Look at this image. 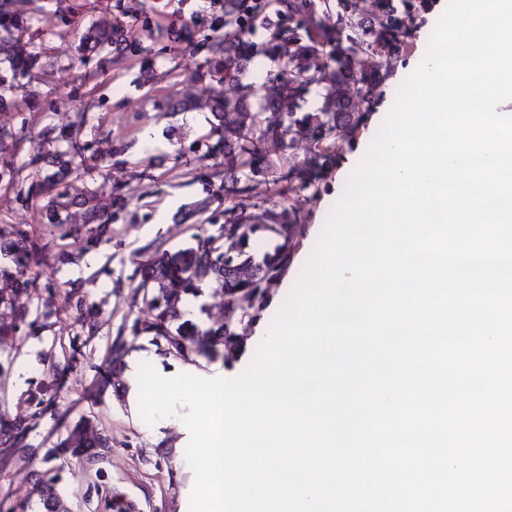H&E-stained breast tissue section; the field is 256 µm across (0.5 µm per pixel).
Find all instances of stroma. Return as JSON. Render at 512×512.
Here are the masks:
<instances>
[{"mask_svg":"<svg viewBox=\"0 0 512 512\" xmlns=\"http://www.w3.org/2000/svg\"><path fill=\"white\" fill-rule=\"evenodd\" d=\"M408 6L415 24L403 49L383 72L371 112L393 105L398 87L405 79L408 61L425 53L437 20L447 0H396ZM48 53L40 72L38 91L70 104L87 105L92 124L122 139L124 155L118 167L102 169L98 178L103 190L97 204L108 208L111 199L104 187L111 180L122 179L139 185L143 169L159 176L160 182L149 205L134 201L128 207L125 223L112 227L110 241L90 245L83 260L76 265H52L39 268L40 281H53L60 290L82 286L86 301L100 312L94 335L80 334L71 312L62 310L61 299L48 304L49 316L39 328H22L6 347L0 348V360L6 367L0 372V410L10 416L38 413L36 428L18 443L0 445V499L9 502L38 503L36 492L23 491L24 480L35 472L60 467V488L70 512H110L106 496L119 495L134 501L137 512H190L194 475L181 454L189 432L176 416L147 424L139 413L131 412L126 387H115L109 373L113 351L122 357L145 350L153 352L162 370L181 371L191 367L212 377H233L252 360L269 329L267 323L252 328L241 357L214 360L197 357L186 361L166 354L164 348L151 344L148 336H133L134 322L150 318L148 307L131 306L138 283V270L149 260L154 248L177 252L191 246L196 237L212 232L209 224L181 222L179 214L189 204L205 196L202 184L175 179L171 169L180 151L186 150L209 130L214 117L208 110L162 112L157 102L166 94V84L140 89L134 86V71L108 74L105 97L93 102L79 86L82 68L75 62L72 34L50 37ZM154 129L160 148L145 150L140 135ZM374 134L360 127L351 142L343 144L338 167L328 170L317 195L303 204L306 228L292 257L300 263L317 245L329 212L326 201H338L346 179L342 166L357 167L369 148ZM59 362L62 371L56 382H49L43 370V358ZM62 412L66 425L89 422L112 438V450L102 474L79 471L69 449L61 445L64 427H58L41 407Z\"/></svg>","mask_w":512,"mask_h":512,"instance_id":"35a3bbf8","label":"stroma"}]
</instances>
